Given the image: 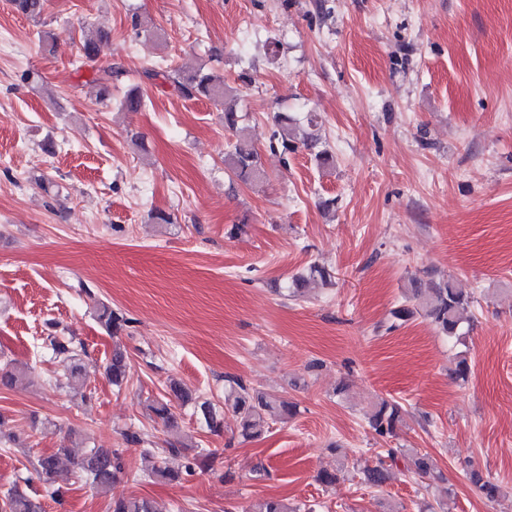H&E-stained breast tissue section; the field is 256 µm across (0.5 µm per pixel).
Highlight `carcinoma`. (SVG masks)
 Instances as JSON below:
<instances>
[{
  "mask_svg": "<svg viewBox=\"0 0 512 512\" xmlns=\"http://www.w3.org/2000/svg\"><path fill=\"white\" fill-rule=\"evenodd\" d=\"M14 9L28 17L36 18L43 11V0H11ZM107 34L101 30L91 31L83 36L82 52L89 59H96L102 49ZM116 71L112 67H104L97 71L95 82L104 99L112 95V81ZM177 91L186 98L203 97L223 107L224 127L229 130L237 128L241 116L237 109L236 89L224 82V79L202 69L192 74H182L177 70L167 75ZM274 129L270 147H281L283 151H294L296 143L312 149L316 138L306 131H301L300 122L288 115L273 116ZM227 168L241 182L247 183L260 178L263 174L260 156L255 148L238 140L229 144L224 157ZM332 280L331 271L317 263L309 265L302 273L292 277L287 290L288 296L296 297L305 294L311 287L326 284ZM473 298L463 294L451 280L430 282L423 285L418 280L412 281L410 294L392 311L395 322L390 328L396 329L402 324L419 315L430 320L437 329L449 338H463V326L466 323L464 313L470 308ZM99 319L106 330L115 335L126 326L127 319L112 311L103 304L99 308ZM48 347L54 358L67 367L66 385L74 393L86 397L84 392V374L80 358L83 346L75 342L71 336H47ZM106 373L113 385L120 387L126 375V359L120 350H113L112 357L106 366ZM25 369L7 364L0 367V387L12 388L22 380ZM228 389L225 390L224 406L231 410L237 418L239 434L249 440L262 435L269 424L284 420L297 411V405L273 397L244 384L237 378L227 379ZM170 391L182 406H190L205 427L211 432H219L224 428V409H220L208 400H200L173 381ZM149 411L160 420L171 432L179 429L178 415L167 400H155L148 405ZM402 407L395 401L383 399L368 418L370 428L380 437H392L401 419ZM68 457V447L63 446L51 454H43L38 459L39 474L47 487H52L63 459ZM80 477L100 492H108L119 480L122 473L120 456L110 448H92L83 456L72 460ZM414 466L422 475L440 479L442 474L436 470L433 460L428 455H415ZM361 473L365 483L380 487L389 479V472L380 461L373 466L366 465ZM471 482L478 485L485 496L495 499L501 494V488L491 481H485L479 473H469ZM112 512H156L152 501L133 496L112 498ZM0 512H41V505L26 493L13 489L0 498ZM241 512H300V507L291 505L282 499H264L256 501Z\"/></svg>",
  "mask_w": 512,
  "mask_h": 512,
  "instance_id": "cac0c4a2",
  "label": "carcinoma"
}]
</instances>
